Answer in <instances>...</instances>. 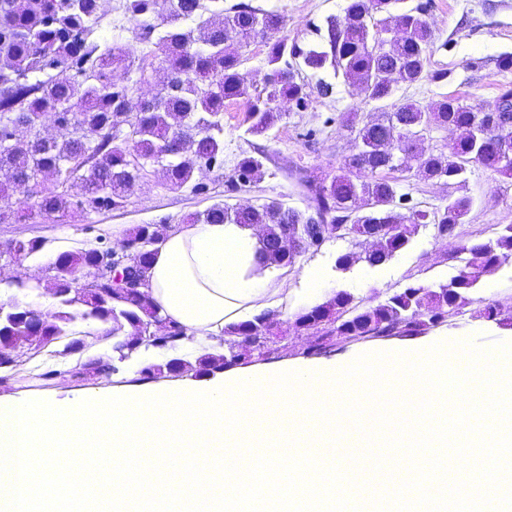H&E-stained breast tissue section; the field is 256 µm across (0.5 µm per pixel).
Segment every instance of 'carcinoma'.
Masks as SVG:
<instances>
[{"label": "carcinoma", "instance_id": "1", "mask_svg": "<svg viewBox=\"0 0 512 512\" xmlns=\"http://www.w3.org/2000/svg\"><path fill=\"white\" fill-rule=\"evenodd\" d=\"M221 0H128L132 34L153 47L147 56L167 71V82L151 100L132 96L129 87L146 80V66L135 65L123 49L97 37L106 15L105 0H0V195L35 198L42 216L76 218L89 212L124 207L130 192L156 166L173 188L191 187L202 195L207 185L193 181L195 172L224 167V108L226 101L248 102L245 133L263 136L281 118L279 105L288 100L305 107L314 94L326 95L330 83L312 85L300 68L288 62V43L278 37L284 16L249 3L228 8ZM401 0H347L344 18L327 21L319 49L292 52L311 69L329 65L353 89L372 101L392 97L398 83L415 84L427 77L432 34L422 18L424 7L391 13ZM265 38L264 84L254 87L242 69L243 48ZM135 70L136 79L113 80V73ZM53 117L55 134L39 137L33 126ZM356 132L358 152L331 179L299 172L306 206L290 207L271 200L258 206L215 203L191 215L195 224L224 223L263 227L258 251L279 266H291L301 256L300 245H282L291 225H352L357 238L374 242L366 251L340 254L342 271L357 264L378 266L405 249L419 230L433 226L436 235L454 238L472 206L466 196L448 194V203L432 210L392 208L397 183L387 174L415 162L418 175L448 186L471 164L512 178V91H503L494 108L477 110L444 97L429 111L413 103L392 105L381 117ZM449 128L456 137L442 148L423 149L416 134ZM78 173L81 193L71 194L67 172ZM260 158L242 157L227 179L228 190L239 191L261 180ZM166 224H139L130 244L165 237ZM104 251L85 248L58 256L48 288L64 307L79 306L80 317L101 323L158 326L156 346L176 348L186 330L153 303L146 274L153 253L134 251L126 276L140 289L107 281L94 297L73 291V277L99 267ZM512 258V224L496 236L462 246L453 256L456 274L434 286L409 284L388 294L375 306L356 301L340 290L322 304L302 309L285 320L263 313L224 328L239 338V350L228 355L203 353L192 365L173 357L163 365L142 369L157 374L191 371L205 376L246 359L265 354L264 336L314 330L321 347L334 336H416L442 325L448 315L473 304L471 291L483 278L495 275ZM70 312L38 314L0 305V351L14 348L20 336L55 339L68 335Z\"/></svg>", "mask_w": 512, "mask_h": 512}]
</instances>
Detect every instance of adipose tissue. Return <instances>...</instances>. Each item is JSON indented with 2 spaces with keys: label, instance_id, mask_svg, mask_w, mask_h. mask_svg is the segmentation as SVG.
<instances>
[{
  "label": "adipose tissue",
  "instance_id": "ef3b65f1",
  "mask_svg": "<svg viewBox=\"0 0 512 512\" xmlns=\"http://www.w3.org/2000/svg\"><path fill=\"white\" fill-rule=\"evenodd\" d=\"M280 266L260 260L253 228L190 224L154 254L147 291L204 349L220 347L226 326L288 304Z\"/></svg>",
  "mask_w": 512,
  "mask_h": 512
}]
</instances>
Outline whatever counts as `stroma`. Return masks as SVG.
<instances>
[{"label": "stroma", "mask_w": 512, "mask_h": 512, "mask_svg": "<svg viewBox=\"0 0 512 512\" xmlns=\"http://www.w3.org/2000/svg\"><path fill=\"white\" fill-rule=\"evenodd\" d=\"M427 3L425 19L432 31L433 43L428 56L429 73H441L438 81L398 85L391 101H372L350 87L332 69L306 71L309 82L324 79L332 91L314 97L304 109L289 102L281 103L282 117L264 136L247 135L245 99H233L224 112V167L196 173V181L207 184L208 195L197 196L189 189L170 187L160 169H152L133 189L124 208L93 213L85 218L36 217L26 221L0 223V305L23 306L36 311L55 310L56 301L47 284L57 256L87 247L120 249L131 229L139 224L186 223L190 213L204 210L213 203L229 201L241 206L257 205L280 199L288 205L304 207V196L296 174L305 169L330 178L357 151L349 118L366 120L389 111L391 103L406 101L429 109L446 96L460 99L476 109L493 107L502 89H512V72H500L495 58L512 53V0H423ZM252 4L282 14V31L289 45L307 50L321 41L320 33L330 17H343L346 0H251ZM264 153L262 179L240 191L228 192L225 180L243 155ZM401 192L410 204L421 207L444 205L449 193L467 196L472 207L456 238L437 237L430 228L421 229L410 244L383 265H358L349 271L338 270L335 260L351 248L349 241L332 238L318 250H311L288 267V309L302 304L306 269L324 272V285L331 291L345 290L364 304L375 305L387 293L410 283L429 285L447 280L454 273L453 254L460 246L487 240L495 228L512 224V180L481 166L467 169L455 191L442 183L423 179L415 170L393 172ZM38 239L40 251L26 259L10 261L6 250L15 242ZM476 304H493L494 319L486 320L463 313L440 327L418 336L391 338L337 339L322 354L311 347L316 331L291 333L279 338L262 360L265 368L284 363L342 365L359 355L379 350H397L427 345L439 339L464 338L475 345L492 348L512 343V262L491 277L482 279L472 293ZM96 321L74 319L70 327L82 337L81 350H66L63 343L38 348L30 340L20 339L15 355L17 364L0 381V397L27 400L73 402L108 389L128 386L152 387L141 370L150 364H162L177 356L195 362L200 356L193 340H184L174 351L153 346L140 347L131 356L120 357L113 340L98 336ZM109 358L114 366L110 376L80 380L74 377L76 365L86 361L92 351ZM50 380H43V373Z\"/></svg>", "instance_id": "stroma-1"}]
</instances>
